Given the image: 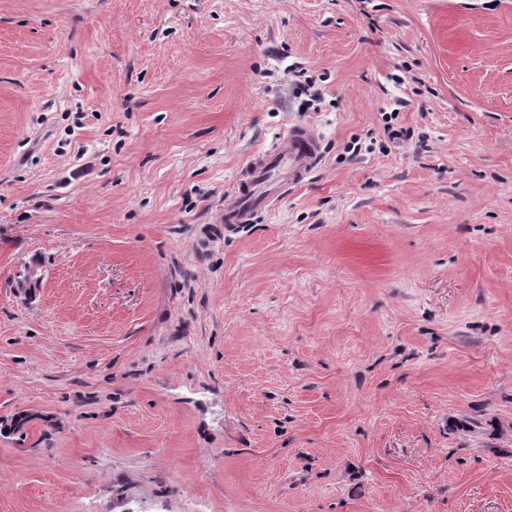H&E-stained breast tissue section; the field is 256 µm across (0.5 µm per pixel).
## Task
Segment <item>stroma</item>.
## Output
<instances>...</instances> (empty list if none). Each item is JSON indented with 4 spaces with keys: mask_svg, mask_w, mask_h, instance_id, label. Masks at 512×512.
Returning a JSON list of instances; mask_svg holds the SVG:
<instances>
[{
    "mask_svg": "<svg viewBox=\"0 0 512 512\" xmlns=\"http://www.w3.org/2000/svg\"><path fill=\"white\" fill-rule=\"evenodd\" d=\"M0 512H512V0H0ZM319 136L311 127H296L273 146L254 153L224 193L219 223L227 231L251 224L257 214L277 204L285 191L300 184L321 158Z\"/></svg>",
    "mask_w": 512,
    "mask_h": 512,
    "instance_id": "35a3bbf8",
    "label": "stroma"
}]
</instances>
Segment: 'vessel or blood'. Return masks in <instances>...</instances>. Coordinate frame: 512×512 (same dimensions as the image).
I'll return each mask as SVG.
<instances>
[{
  "mask_svg": "<svg viewBox=\"0 0 512 512\" xmlns=\"http://www.w3.org/2000/svg\"><path fill=\"white\" fill-rule=\"evenodd\" d=\"M321 158L313 128L296 127L273 146L254 153L224 194L219 221L225 230L252 223L257 214L277 204L285 191L300 184Z\"/></svg>",
  "mask_w": 512,
  "mask_h": 512,
  "instance_id": "vessel-or-blood-1",
  "label": "vessel or blood"
}]
</instances>
